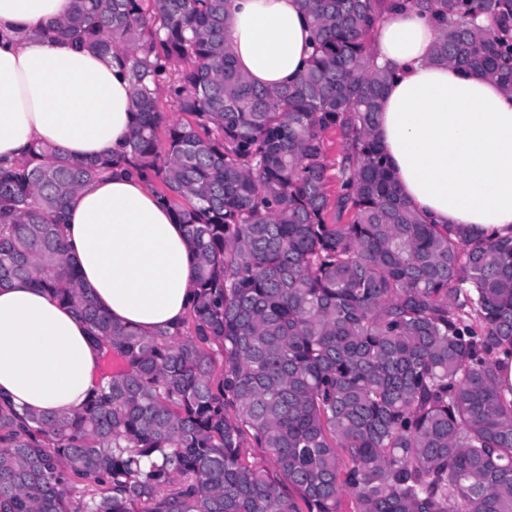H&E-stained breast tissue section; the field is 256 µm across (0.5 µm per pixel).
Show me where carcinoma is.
<instances>
[{
	"label": "carcinoma",
	"instance_id": "carcinoma-1",
	"mask_svg": "<svg viewBox=\"0 0 512 512\" xmlns=\"http://www.w3.org/2000/svg\"><path fill=\"white\" fill-rule=\"evenodd\" d=\"M76 2L35 34L117 58L129 150L37 145L0 168V287L72 307L103 370L74 414L23 425L0 403V512H341L344 495L350 512H512V236L429 224L401 196L370 41L383 12L417 10L432 61L512 91V0H299L312 52L273 90L234 63L229 0ZM114 170L185 226L183 329L112 322L66 253L68 199Z\"/></svg>",
	"mask_w": 512,
	"mask_h": 512
}]
</instances>
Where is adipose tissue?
I'll return each instance as SVG.
<instances>
[{"label": "adipose tissue", "instance_id": "obj_1", "mask_svg": "<svg viewBox=\"0 0 512 512\" xmlns=\"http://www.w3.org/2000/svg\"><path fill=\"white\" fill-rule=\"evenodd\" d=\"M74 9L75 0H0V165L35 143L73 160L125 149L132 87L117 59L34 33ZM224 34L237 67L268 89L311 51L298 0H230ZM437 38L413 12L379 24L376 60L395 72L381 99L379 145L402 196L433 223L512 235V93L433 63ZM63 236L83 288L113 321L146 336L186 322L195 256L151 184L98 178L70 198ZM97 377L98 351L71 307L32 286L0 288V401L72 413Z\"/></svg>", "mask_w": 512, "mask_h": 512}]
</instances>
